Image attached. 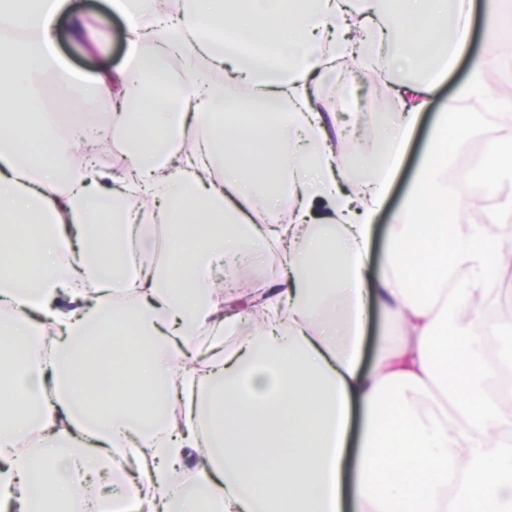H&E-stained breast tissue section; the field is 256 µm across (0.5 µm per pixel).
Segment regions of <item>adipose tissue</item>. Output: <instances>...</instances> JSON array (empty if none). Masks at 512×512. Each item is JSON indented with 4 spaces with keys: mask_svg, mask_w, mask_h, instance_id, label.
<instances>
[{
    "mask_svg": "<svg viewBox=\"0 0 512 512\" xmlns=\"http://www.w3.org/2000/svg\"><path fill=\"white\" fill-rule=\"evenodd\" d=\"M497 2L476 51L472 23L456 25L474 0H110L127 22L125 65L88 80L55 50L64 15L75 45L94 38L68 0H0V27L25 33L0 47V512H341L346 490L361 512H512V447L488 432L512 415L485 393L494 369L512 370V328L448 285L451 268L489 284L498 267L491 234L448 235L465 207L444 179L448 134L480 113L435 114L382 269L367 264L374 217L449 73L467 62L461 95L488 93L483 73L512 34V0ZM228 29L244 46L225 44ZM396 69L432 75L394 90L383 148L351 179L317 86ZM48 71L83 111L43 109ZM104 101L105 129L92 120ZM61 124L77 136L58 138ZM104 148L120 169L99 162ZM478 165L484 185L512 183V137ZM145 214L182 246L167 263ZM271 254L284 298L225 349L245 313L222 275ZM372 304L403 342L364 372ZM488 333L503 347L492 363ZM452 341L465 345L453 385ZM443 388L447 406L431 408ZM98 477L107 489L89 497Z\"/></svg>",
    "mask_w": 512,
    "mask_h": 512,
    "instance_id": "1",
    "label": "adipose tissue"
}]
</instances>
